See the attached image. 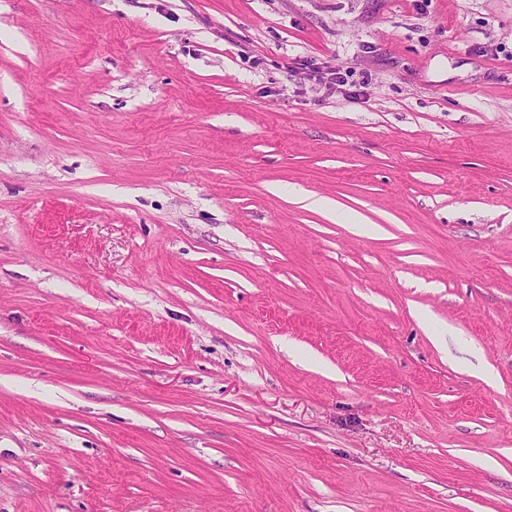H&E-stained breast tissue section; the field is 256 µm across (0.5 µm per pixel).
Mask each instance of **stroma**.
Returning a JSON list of instances; mask_svg holds the SVG:
<instances>
[{
  "mask_svg": "<svg viewBox=\"0 0 512 512\" xmlns=\"http://www.w3.org/2000/svg\"><path fill=\"white\" fill-rule=\"evenodd\" d=\"M0 512H512V0H0Z\"/></svg>",
  "mask_w": 512,
  "mask_h": 512,
  "instance_id": "stroma-1",
  "label": "stroma"
}]
</instances>
